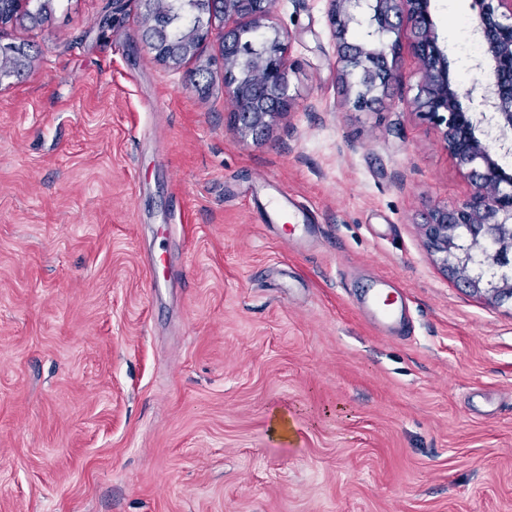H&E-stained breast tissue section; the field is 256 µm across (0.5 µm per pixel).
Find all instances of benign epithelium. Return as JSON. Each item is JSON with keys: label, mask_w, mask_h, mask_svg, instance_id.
<instances>
[{"label": "benign epithelium", "mask_w": 512, "mask_h": 512, "mask_svg": "<svg viewBox=\"0 0 512 512\" xmlns=\"http://www.w3.org/2000/svg\"><path fill=\"white\" fill-rule=\"evenodd\" d=\"M369 6L368 38L347 41L361 21L354 13ZM328 21L336 44V80L351 93L349 102L365 111L382 102L396 80L401 32L421 62V78L411 111L438 130L444 147L468 170L474 190L452 209L432 210L423 224L424 245L441 268L473 293L490 300H512V174L492 157L491 143L512 131V0H477L475 31L485 50L475 63L481 79L466 98L479 94L483 111L493 114L498 135L477 136L479 121L463 106L453 87L448 61L430 15V0H328ZM220 17L210 15L171 52L155 50L172 67L193 56L220 20L226 125L243 138H265L275 119L288 112L287 44L273 25L269 0H219Z\"/></svg>", "instance_id": "obj_1"}]
</instances>
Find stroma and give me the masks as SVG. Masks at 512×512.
Returning <instances> with one entry per match:
<instances>
[{
    "instance_id": "35a3bbf8",
    "label": "stroma",
    "mask_w": 512,
    "mask_h": 512,
    "mask_svg": "<svg viewBox=\"0 0 512 512\" xmlns=\"http://www.w3.org/2000/svg\"><path fill=\"white\" fill-rule=\"evenodd\" d=\"M144 11L0 26L28 55L0 80V512H512V302L423 243L473 185L406 109L412 50L355 111L327 0H274L293 106L256 142L218 36L172 68ZM430 12L467 91L478 8ZM284 192L316 215L301 250L261 218ZM382 278L410 335L365 315Z\"/></svg>"
}]
</instances>
